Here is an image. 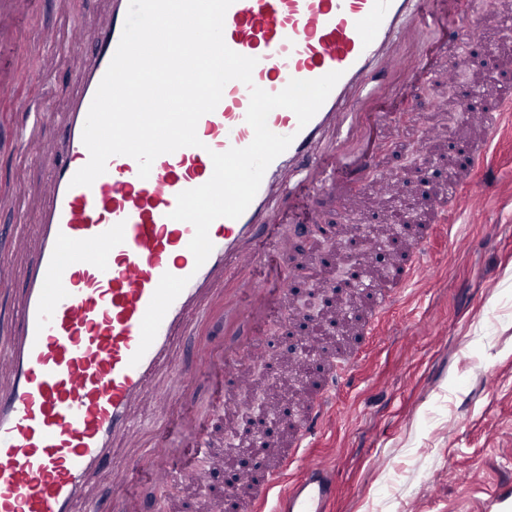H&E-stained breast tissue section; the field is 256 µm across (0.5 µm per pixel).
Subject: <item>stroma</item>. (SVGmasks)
<instances>
[{"instance_id": "1", "label": "stroma", "mask_w": 512, "mask_h": 512, "mask_svg": "<svg viewBox=\"0 0 512 512\" xmlns=\"http://www.w3.org/2000/svg\"><path fill=\"white\" fill-rule=\"evenodd\" d=\"M75 90L62 66L26 94L58 110ZM16 164L0 142V192L36 193L45 165L29 164L16 184ZM492 166L485 205L449 212L453 231L431 254V277L403 293L356 378L334 394L326 428L288 470L297 476L309 459L336 469L329 512H485L512 477V143L493 150ZM237 477L232 464L209 490L139 491L167 512H185L188 500L203 512Z\"/></svg>"}]
</instances>
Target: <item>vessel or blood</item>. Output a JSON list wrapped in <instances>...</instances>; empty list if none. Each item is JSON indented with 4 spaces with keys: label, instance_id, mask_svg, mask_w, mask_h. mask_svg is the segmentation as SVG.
I'll use <instances>...</instances> for the list:
<instances>
[{
    "label": "vessel or blood",
    "instance_id": "1",
    "mask_svg": "<svg viewBox=\"0 0 512 512\" xmlns=\"http://www.w3.org/2000/svg\"><path fill=\"white\" fill-rule=\"evenodd\" d=\"M128 6L108 0L99 23L43 28L42 46L79 49L90 61L75 71L77 92L58 116L39 103L18 105L20 149L44 161L49 176L31 201L36 224L14 239L27 268L21 304L0 308V321L13 327L0 342V512H77L95 475L111 481L112 495L93 500L89 512H150L151 503L131 491L140 477L159 488L183 480L211 487L226 460L220 419L235 396L250 394L252 364L278 350L268 332L273 317L303 316L294 303L295 271L315 260L310 244L318 235L341 236L327 213L338 207L345 221H356L369 194L386 202V223L402 228L382 259L360 272L365 305L351 319L341 308L312 319L298 356L317 362V375L289 439L269 438L276 458L260 457L211 505L212 512H327L335 471L310 463L284 484L292 451L323 429L359 352L448 232L449 208L492 186L488 153L512 125V72L498 68L495 55L477 59L464 35L511 21L512 0H234L224 40L256 58L252 85L276 93L293 78L331 71L341 78L306 126L285 108L269 114V129L293 141L267 168L246 211L211 224L213 250L200 266L188 248L193 225L170 214L180 192L211 178V152L251 143L250 85L227 83L216 109L198 121L200 146L159 156L148 178H140L136 160L115 155L92 186L71 184L89 159L84 123ZM466 69L495 72L491 106H473L485 86L459 83ZM38 78L0 59V98ZM450 87L451 101L440 100L424 119V93L441 96ZM452 111L479 132L460 140L459 164L438 150ZM415 142L448 181L413 216L395 205L410 181L388 168L386 151ZM200 371L210 380L207 408L193 405ZM149 400L157 431L150 445L142 414ZM176 429L196 434L180 459L162 439Z\"/></svg>",
    "mask_w": 512,
    "mask_h": 512
}]
</instances>
